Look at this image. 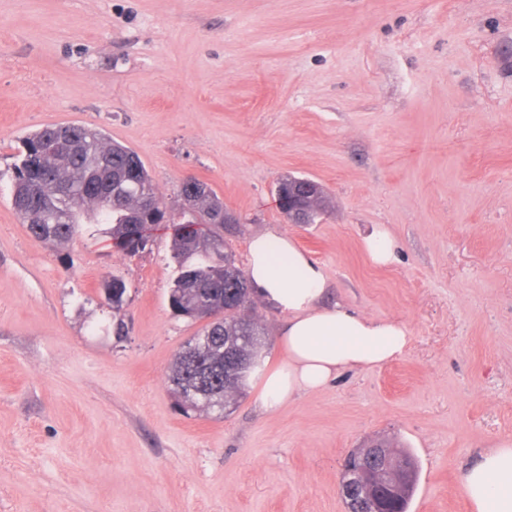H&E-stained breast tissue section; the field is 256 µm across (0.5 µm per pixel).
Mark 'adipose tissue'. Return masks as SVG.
Here are the masks:
<instances>
[{
  "label": "adipose tissue",
  "instance_id": "ef3b65f1",
  "mask_svg": "<svg viewBox=\"0 0 512 512\" xmlns=\"http://www.w3.org/2000/svg\"><path fill=\"white\" fill-rule=\"evenodd\" d=\"M246 270L256 295L285 317L277 339L285 358L261 379L265 409L280 408L298 392L320 390L345 372L383 367L411 345L404 320L326 303L322 267L289 235L254 238ZM460 486L470 512H512V439L485 450L462 473Z\"/></svg>",
  "mask_w": 512,
  "mask_h": 512
}]
</instances>
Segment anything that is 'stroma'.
Instances as JSON below:
<instances>
[{"instance_id":"obj_1","label":"stroma","mask_w":512,"mask_h":512,"mask_svg":"<svg viewBox=\"0 0 512 512\" xmlns=\"http://www.w3.org/2000/svg\"><path fill=\"white\" fill-rule=\"evenodd\" d=\"M52 123L136 151L169 206L208 183L243 219L237 265L292 236L327 303L405 320L409 351L274 411L255 382L226 415L181 414L168 376L197 326L168 307L170 232L61 249L12 206L21 140ZM287 174L327 191L317 223L280 213ZM376 224L387 267L362 249ZM503 437L512 0H0V512H346L341 464L375 438L418 463L409 512H470L460 474ZM377 225L373 232L363 239V248L373 263L388 265L395 260L397 243L385 225ZM127 287L125 282L116 276L102 282V293L106 302L112 306V311L119 312L125 302Z\"/></svg>"}]
</instances>
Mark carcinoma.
<instances>
[{
  "instance_id": "1",
  "label": "carcinoma",
  "mask_w": 512,
  "mask_h": 512,
  "mask_svg": "<svg viewBox=\"0 0 512 512\" xmlns=\"http://www.w3.org/2000/svg\"><path fill=\"white\" fill-rule=\"evenodd\" d=\"M179 196L171 242L177 274L168 304L174 316L201 327L176 355L169 381L183 413L221 416L244 392V365L261 357L265 328L254 316L247 274L224 241V201L199 179L180 186ZM12 204L32 237L60 247L83 224L105 226L119 244L135 226L166 224L173 212L134 150L80 124H49L24 138ZM126 292L119 277L102 282L115 312Z\"/></svg>"
}]
</instances>
